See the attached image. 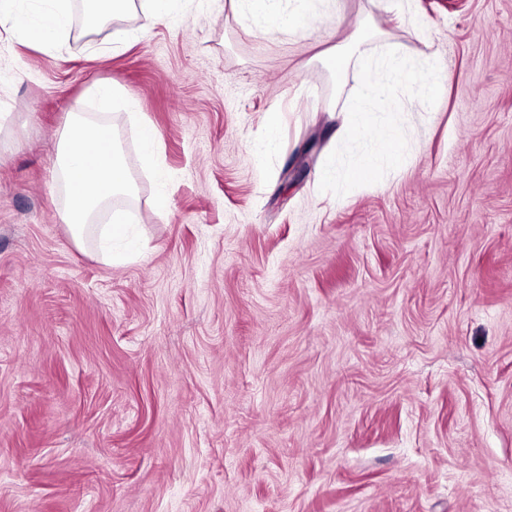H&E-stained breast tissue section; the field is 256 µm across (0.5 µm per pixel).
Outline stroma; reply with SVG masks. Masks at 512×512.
<instances>
[{"label": "stroma", "mask_w": 512, "mask_h": 512, "mask_svg": "<svg viewBox=\"0 0 512 512\" xmlns=\"http://www.w3.org/2000/svg\"><path fill=\"white\" fill-rule=\"evenodd\" d=\"M81 10L63 57L0 35V512H512V0H340L307 40L236 0ZM361 23L447 79L402 108V169L338 197L314 174L359 77L318 56ZM98 80L125 95L123 263L71 239L55 183ZM96 7L88 14L86 23L90 29L99 30L115 18L119 13L126 10L132 0H96ZM140 2L154 24H166L174 13L178 0H142ZM139 136L141 142V159L147 169L161 172L162 159L157 134L152 124L139 119Z\"/></svg>", "instance_id": "1"}]
</instances>
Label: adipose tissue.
<instances>
[{
  "label": "adipose tissue",
  "instance_id": "1",
  "mask_svg": "<svg viewBox=\"0 0 512 512\" xmlns=\"http://www.w3.org/2000/svg\"><path fill=\"white\" fill-rule=\"evenodd\" d=\"M35 16L29 20L26 36L38 46H50L57 55L69 47L62 33L68 26V0H38ZM244 14L265 19L267 35L311 37L327 31L333 11L315 14L279 8V0H239ZM56 175L64 195L61 219L71 238L83 243L99 212L113 198L129 197L135 182L120 150L112 122L94 113H69L60 132ZM99 245L107 259H115L117 248L133 255L142 250L125 212L117 210L112 222L99 236Z\"/></svg>",
  "mask_w": 512,
  "mask_h": 512
}]
</instances>
